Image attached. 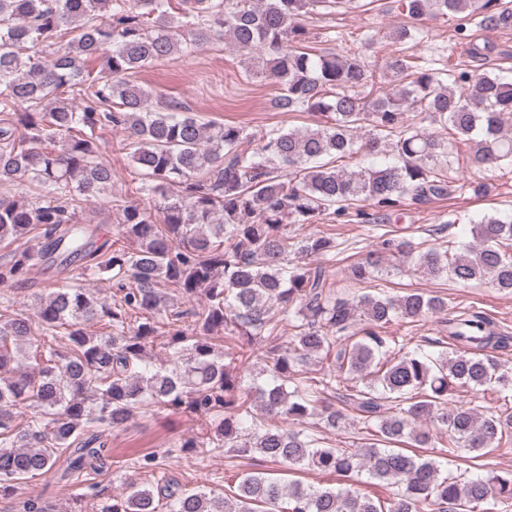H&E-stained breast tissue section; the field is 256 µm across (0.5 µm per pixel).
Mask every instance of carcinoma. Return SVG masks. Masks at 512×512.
<instances>
[{
  "label": "carcinoma",
  "mask_w": 512,
  "mask_h": 512,
  "mask_svg": "<svg viewBox=\"0 0 512 512\" xmlns=\"http://www.w3.org/2000/svg\"><path fill=\"white\" fill-rule=\"evenodd\" d=\"M137 4L0 0V183L35 190L30 201L0 198V244L14 246L0 263V286L39 265L84 278L106 273L115 286L109 299L56 283L31 316L0 299V497L60 461V478L73 486L101 475L110 458L105 431L153 406L197 416L208 445L236 457L259 453L344 478L365 471L404 488L374 500L251 472L219 496L129 480L119 495L99 490L97 512H280L285 499L287 512H477L491 499L512 503V471L464 478L402 447L431 443L424 423L469 452L511 436L512 406L478 414L448 407V396L462 387L512 391V368L497 356L512 337L480 311L449 314L443 299L416 290L342 297L331 277L345 241L320 229L288 234L290 224L364 225L377 248L348 269L356 284L402 257L435 280H486L512 292V217L483 216L468 247L451 239L426 247L382 228L411 203L449 195L459 140L470 164L512 172V82L399 55L386 68L403 82L400 93L365 100L356 89L377 82L361 53L305 46L306 20L348 12L355 0H181L176 15L171 0ZM401 6L414 20L459 16L461 40L469 25L512 30V0ZM221 40L246 55L247 71L278 87V108L310 112L315 126H207L127 79ZM421 114L435 130L417 126ZM115 129L126 133L121 149L141 189L160 196V223L113 193L101 153L104 132ZM360 150L393 161L337 166ZM105 195L119 228L110 244L79 217L85 201ZM296 254L316 263H294ZM430 314L443 315L457 351H405L386 335L397 319ZM101 321L108 331H87ZM287 326V347L252 351ZM257 363L269 375L263 386L253 376ZM319 364L321 376H311ZM32 404L40 416L16 425ZM314 418L333 430L357 421L360 442L333 448L290 428Z\"/></svg>",
  "instance_id": "1"
}]
</instances>
